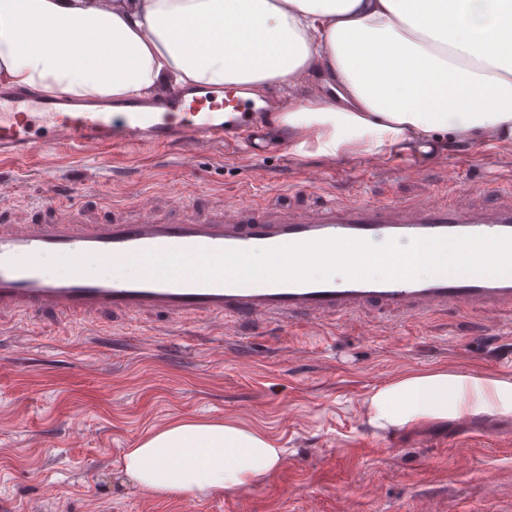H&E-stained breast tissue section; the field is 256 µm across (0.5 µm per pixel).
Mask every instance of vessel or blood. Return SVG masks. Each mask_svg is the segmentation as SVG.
Here are the masks:
<instances>
[{
	"label": "vessel or blood",
	"instance_id": "1",
	"mask_svg": "<svg viewBox=\"0 0 512 512\" xmlns=\"http://www.w3.org/2000/svg\"><path fill=\"white\" fill-rule=\"evenodd\" d=\"M266 107L246 89L166 88L153 100L78 102L67 95L0 92V161H25L37 148L83 155L92 146H177L194 152L221 142L265 150L254 134ZM469 190L443 202L426 187L410 203L334 198L306 210L266 209L235 197L207 207L180 196L158 202L142 193L130 205L92 211L50 200L37 214L0 224V319L77 320L162 317L206 319L220 327L243 319L291 326L347 320L374 307L406 317L497 303L512 307V274H435L413 281H362L342 276L311 283L164 282L123 273H62L60 257L97 256L116 264L148 251L256 250L324 238L371 243L439 236L512 235V205L478 208Z\"/></svg>",
	"mask_w": 512,
	"mask_h": 512
}]
</instances>
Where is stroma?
I'll return each instance as SVG.
<instances>
[{
    "instance_id": "obj_1",
    "label": "stroma",
    "mask_w": 512,
    "mask_h": 512,
    "mask_svg": "<svg viewBox=\"0 0 512 512\" xmlns=\"http://www.w3.org/2000/svg\"><path fill=\"white\" fill-rule=\"evenodd\" d=\"M326 170L323 186L303 181ZM151 180H144V172ZM0 214L61 192L87 206L134 202L145 190L187 201L236 197L297 210L336 196L443 200L473 188L485 206L512 200V150L444 142L417 163L403 154L297 157L272 140L260 157L216 143L183 166L176 148L38 150L0 163ZM374 324L361 336L359 324ZM443 369L512 378V309L489 306L407 318L370 308L321 325H238L161 318L53 325L0 321V505L8 512H512V413L484 403L472 433L424 419L374 434L370 396ZM230 420L263 432L283 455L234 494L161 500L127 483L126 449L178 418Z\"/></svg>"
}]
</instances>
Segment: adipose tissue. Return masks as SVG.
Returning <instances> with one entry per match:
<instances>
[{
  "label": "adipose tissue",
  "mask_w": 512,
  "mask_h": 512,
  "mask_svg": "<svg viewBox=\"0 0 512 512\" xmlns=\"http://www.w3.org/2000/svg\"><path fill=\"white\" fill-rule=\"evenodd\" d=\"M95 34L86 50L75 36ZM335 96L296 102L276 123L292 153L388 155L407 140L512 139V0H0V83L121 101L166 84L255 91L317 72ZM512 381L444 370L377 390L368 422L445 419ZM281 451L232 422L176 420L122 456L131 484L158 498L235 493Z\"/></svg>",
  "instance_id": "obj_1"
}]
</instances>
